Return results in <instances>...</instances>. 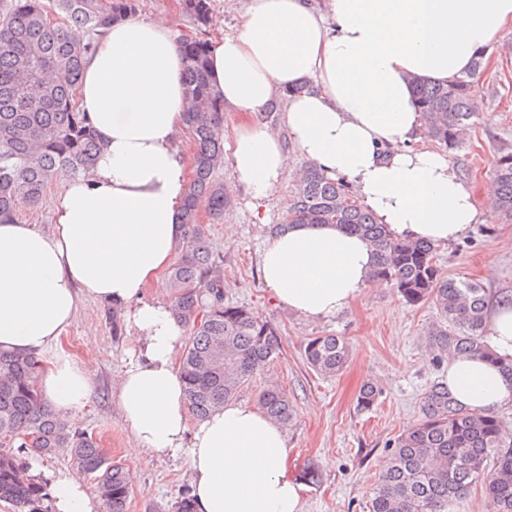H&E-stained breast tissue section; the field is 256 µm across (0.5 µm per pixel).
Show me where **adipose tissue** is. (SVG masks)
<instances>
[{"label":"adipose tissue","mask_w":512,"mask_h":512,"mask_svg":"<svg viewBox=\"0 0 512 512\" xmlns=\"http://www.w3.org/2000/svg\"><path fill=\"white\" fill-rule=\"evenodd\" d=\"M512 23V0H250L238 33L209 43L210 72L227 108L258 113L285 87L288 136L326 177L344 180L361 206L396 236L436 244L485 223L495 185L477 205L448 158L418 146L416 80L467 74ZM79 108L102 144L91 176L66 180L52 226L0 224V348L43 360L39 389L74 421L92 396L85 370L60 352L81 298L122 311L131 344L116 399L135 453L184 457L196 512H301L284 428L229 401L189 425L176 363L185 329L147 288L182 241L189 185L184 75L166 16L112 23L83 61ZM226 150L236 182L256 202L275 196L287 156L255 121ZM364 239L328 224L273 235L261 275L297 315L330 320L373 284ZM444 382L470 411L512 405V379L477 357L449 361ZM54 512H98L67 471L49 475Z\"/></svg>","instance_id":"1"}]
</instances>
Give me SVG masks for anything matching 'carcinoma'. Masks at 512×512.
<instances>
[{
  "instance_id": "1",
  "label": "carcinoma",
  "mask_w": 512,
  "mask_h": 512,
  "mask_svg": "<svg viewBox=\"0 0 512 512\" xmlns=\"http://www.w3.org/2000/svg\"><path fill=\"white\" fill-rule=\"evenodd\" d=\"M198 28L213 23L211 0H180ZM138 0H0V223L19 222L18 203H43L54 183L91 175L101 149L78 106L84 57L113 21L134 16ZM78 26L84 44L69 38ZM186 85L185 120L191 135L193 178L183 212L181 252L166 272L173 311L188 329L179 359L192 415L203 418L226 401L279 355V332L245 306L224 302L222 260L216 258L199 224L204 211L224 219L229 192L217 173L224 167V100L211 83L208 42L180 38ZM450 84L419 81L415 94L428 138L450 150L475 117L474 76ZM498 210L512 218V153L501 157L495 173ZM348 190L307 166L276 234L291 224H334L367 239L377 255L373 277L396 288L403 300L432 302L443 324L430 333L429 355L485 359L512 378V357H502L487 340V297L476 283L442 275L438 245L395 238L386 225L356 203ZM347 342L334 335L313 336L304 347L306 363L325 376L339 373L349 360ZM42 370L36 356L0 349V501L14 512H50V496L28 478L11 445L39 456L59 452L93 477L106 512H128L129 479L111 463L87 433L60 420L43 402ZM380 395L363 385L358 406L370 409ZM258 408L286 425L295 410L277 386L262 390ZM422 417L392 442L390 459L372 491L370 512H457L471 489L481 485L489 512H512V439L494 414L479 417L454 401L448 386L436 383L425 393Z\"/></svg>"
}]
</instances>
